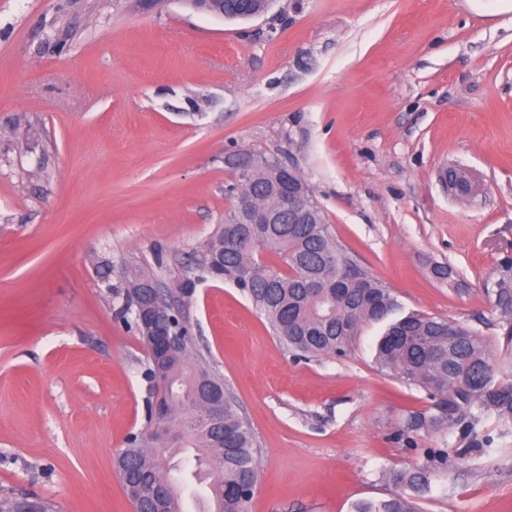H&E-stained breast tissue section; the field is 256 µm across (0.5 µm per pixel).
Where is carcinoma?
Returning <instances> with one entry per match:
<instances>
[{
	"instance_id": "obj_1",
	"label": "carcinoma",
	"mask_w": 512,
	"mask_h": 512,
	"mask_svg": "<svg viewBox=\"0 0 512 512\" xmlns=\"http://www.w3.org/2000/svg\"><path fill=\"white\" fill-rule=\"evenodd\" d=\"M256 159L252 191L266 199L280 190L282 161L265 155ZM311 218L310 224H253L249 212L235 204L209 241L193 251L190 263L199 278L227 280L246 293L290 351L305 359L341 357L352 351L363 326L386 319L398 303L390 288L354 263L316 205ZM146 277L158 279L137 263L124 265L120 286L112 289L121 299L119 312L127 313L135 298L153 296L141 289ZM310 278L321 279L325 287L309 292ZM485 291L498 312L497 346L512 364V259L502 261L498 278ZM374 360L379 369L396 373L433 400L434 412L411 414L406 432L442 434L457 429L484 451L493 438L476 432L481 418L512 424V374L495 365L490 346L463 324L410 312L387 324ZM171 366L179 395L192 390L201 405L216 394L224 397V429L202 428L196 412L181 407L177 398L173 409L183 410L180 432L170 441L129 443L116 457L117 471L150 479L172 496L176 481L156 467L149 448H193L191 475L197 478L204 472L210 478L206 512H245L250 497L243 490L258 478V448L250 423L205 356L192 352ZM447 469L448 452L431 449L419 465L391 473L400 492L362 502L355 512H418L416 499L431 489V476ZM20 503L25 512H53V505L39 498L8 495H0V512H14Z\"/></svg>"
}]
</instances>
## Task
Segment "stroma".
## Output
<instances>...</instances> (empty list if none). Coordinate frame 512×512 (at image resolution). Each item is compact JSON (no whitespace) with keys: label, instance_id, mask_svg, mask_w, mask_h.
Returning a JSON list of instances; mask_svg holds the SVG:
<instances>
[{"label":"stroma","instance_id":"35a3bbf8","mask_svg":"<svg viewBox=\"0 0 512 512\" xmlns=\"http://www.w3.org/2000/svg\"><path fill=\"white\" fill-rule=\"evenodd\" d=\"M293 164L403 311L495 340L512 257V13L467 0H276L224 21L180 0H0V494L133 512L115 469L146 425L148 352L100 273L194 278L195 348L255 433L247 512H353L448 453L421 512H512V426L398 440L424 391L349 356L296 359L235 285L186 262L223 223L226 153ZM476 178L465 202L443 173ZM445 265L447 284L433 273Z\"/></svg>","mask_w":512,"mask_h":512}]
</instances>
